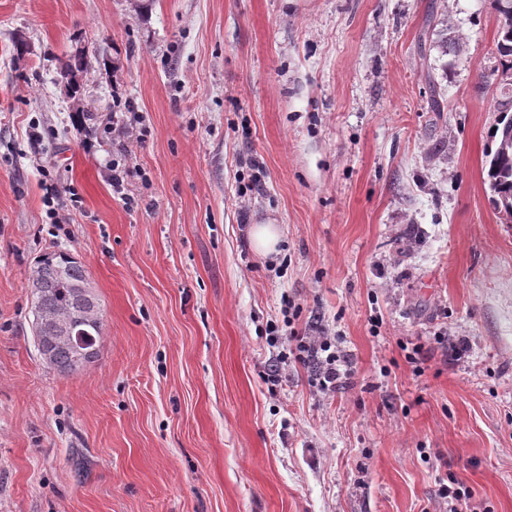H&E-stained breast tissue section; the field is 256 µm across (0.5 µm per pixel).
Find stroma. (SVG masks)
Segmentation results:
<instances>
[{
  "label": "stroma",
  "mask_w": 512,
  "mask_h": 512,
  "mask_svg": "<svg viewBox=\"0 0 512 512\" xmlns=\"http://www.w3.org/2000/svg\"><path fill=\"white\" fill-rule=\"evenodd\" d=\"M496 28L490 0H0V512H448L444 484L512 512ZM120 98L142 139L113 133ZM54 250L104 321L67 376L31 325ZM317 323L350 367L333 392L297 358ZM278 228L274 224H257L252 228L251 237L256 249L268 253L278 240Z\"/></svg>",
  "instance_id": "1"
}]
</instances>
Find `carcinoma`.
Returning <instances> with one entry per match:
<instances>
[{
    "label": "carcinoma",
    "instance_id": "1",
    "mask_svg": "<svg viewBox=\"0 0 512 512\" xmlns=\"http://www.w3.org/2000/svg\"><path fill=\"white\" fill-rule=\"evenodd\" d=\"M499 15L496 51L499 67L491 76L499 79L501 99L497 111L500 117L492 133L494 148L486 155V177L495 209L512 218V81L500 76H512V0H493ZM85 67L84 56L73 55L65 66L62 79L72 83L77 73ZM31 278L39 286L31 289L32 330L39 321L47 320L57 329L71 327L74 318L77 326L85 331L83 349L88 356L80 357L66 336L39 338L34 334L36 348H45L43 363L59 375H70L99 356L103 321L98 298L84 293L81 286L90 282L89 273L79 259L66 251H52L41 256L31 270Z\"/></svg>",
    "mask_w": 512,
    "mask_h": 512
}]
</instances>
